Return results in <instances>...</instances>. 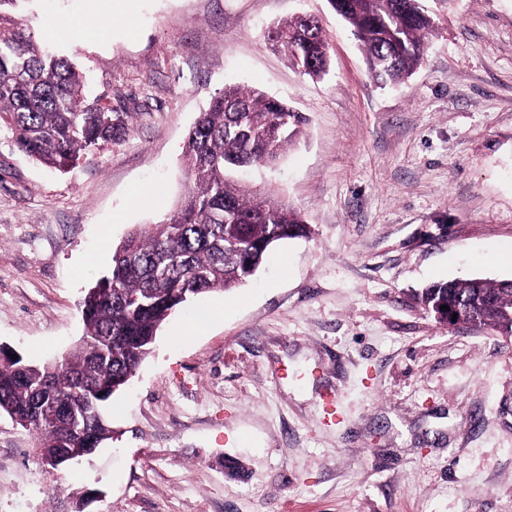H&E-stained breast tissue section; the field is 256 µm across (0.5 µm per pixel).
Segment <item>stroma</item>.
<instances>
[{
    "label": "stroma",
    "instance_id": "obj_1",
    "mask_svg": "<svg viewBox=\"0 0 512 512\" xmlns=\"http://www.w3.org/2000/svg\"><path fill=\"white\" fill-rule=\"evenodd\" d=\"M420 3L423 58L385 87L327 0H129L130 26L108 0H33L35 32L133 127L64 173L0 131L1 344L38 363L79 347L85 289L186 193L188 130L224 86L309 117L250 179L312 233L163 326L93 454L52 469L0 414V512H512V337L417 300L512 279V0ZM299 15L331 41L323 80L268 40Z\"/></svg>",
    "mask_w": 512,
    "mask_h": 512
}]
</instances>
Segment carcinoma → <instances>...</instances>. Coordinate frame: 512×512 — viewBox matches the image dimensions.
Wrapping results in <instances>:
<instances>
[{
	"label": "carcinoma",
	"mask_w": 512,
	"mask_h": 512,
	"mask_svg": "<svg viewBox=\"0 0 512 512\" xmlns=\"http://www.w3.org/2000/svg\"><path fill=\"white\" fill-rule=\"evenodd\" d=\"M26 2L0 0V124L18 151L63 171L130 127L89 101L74 64L25 26ZM331 7L350 26L374 79L396 84L412 74L433 27L418 0H333ZM269 40L303 74H328L330 42L320 24L286 21ZM308 123L305 114L258 91L229 85L216 93L187 136L183 161L191 182L184 198L161 223L130 232L113 251L110 270L86 291L84 345L46 364L21 355L0 362V413L41 411L31 429L42 460L61 448L82 457V434L112 438L106 405L150 355L173 313L199 295L245 285L279 242L309 237L296 207L236 179L275 164ZM420 302L431 310L453 305L463 321L476 314L481 327L512 337V279L434 283Z\"/></svg>",
	"instance_id": "cac0c4a2"
}]
</instances>
